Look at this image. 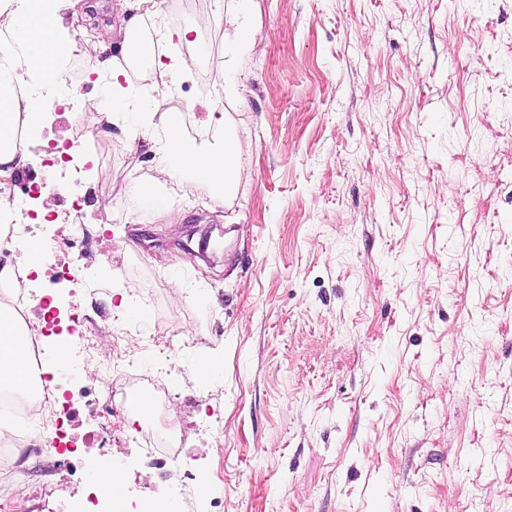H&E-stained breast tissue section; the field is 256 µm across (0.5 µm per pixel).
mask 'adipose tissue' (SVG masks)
Instances as JSON below:
<instances>
[{
    "label": "adipose tissue",
    "mask_w": 512,
    "mask_h": 512,
    "mask_svg": "<svg viewBox=\"0 0 512 512\" xmlns=\"http://www.w3.org/2000/svg\"><path fill=\"white\" fill-rule=\"evenodd\" d=\"M79 0H0V15H6L14 44L0 54V178L9 177L14 161L22 160L25 143L16 141L13 130L25 122L31 134H39L48 115L41 97L24 95V88L49 76L64 72L73 52L89 62L91 72L110 74L112 83L105 92L110 107L107 120H115L119 105H134L138 133L148 136L157 154V184L174 181L206 187L211 199L229 200L248 173L238 161L237 142L229 117L214 112L204 130L189 136L183 133V115L173 106L175 92L186 79L179 46L189 42L192 33L207 26L209 17L198 16L184 23L160 20L157 0H135V8L154 17L155 43L147 47V78L153 93L143 97L141 87L126 81L122 65L102 58L101 43H76L75 34L65 26L63 14L75 11ZM255 0H226L224 16L232 31L224 46V83L228 99L239 96L238 62L248 45L255 41ZM41 325L32 320L17 325L0 314V386L27 384L29 367L17 334L39 335Z\"/></svg>",
    "instance_id": "adipose-tissue-1"
}]
</instances>
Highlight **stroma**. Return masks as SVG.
Here are the masks:
<instances>
[{
    "label": "stroma",
    "instance_id": "obj_1",
    "mask_svg": "<svg viewBox=\"0 0 512 512\" xmlns=\"http://www.w3.org/2000/svg\"><path fill=\"white\" fill-rule=\"evenodd\" d=\"M260 33L227 103L214 0H162L166 20L211 15L180 53L174 105L196 134L227 113L250 174L223 204L153 187L156 155L122 123L89 124L80 187L93 204L83 263L123 281L59 289L91 319L70 351L74 431L91 474L161 467L107 429L81 366L200 337L169 365L171 408L195 430V472L224 475L222 512H507L512 507V0H256ZM77 37L107 42L122 0H79ZM508 160L491 176L488 160ZM233 229L230 237L219 230ZM211 363L210 377L196 365ZM83 485L17 448L0 512H45Z\"/></svg>",
    "mask_w": 512,
    "mask_h": 512
}]
</instances>
